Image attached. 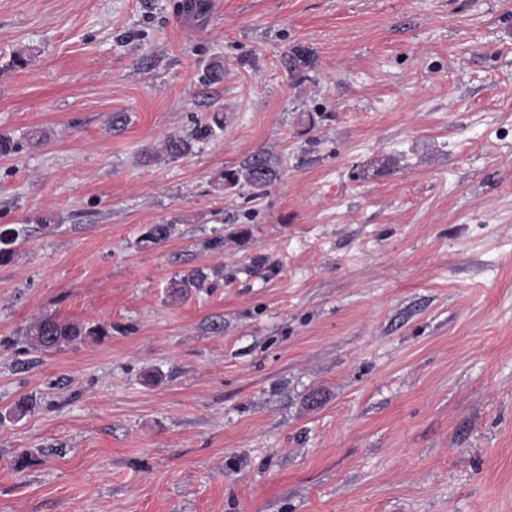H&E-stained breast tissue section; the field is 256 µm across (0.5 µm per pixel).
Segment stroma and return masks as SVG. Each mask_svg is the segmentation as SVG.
<instances>
[{
	"mask_svg": "<svg viewBox=\"0 0 512 512\" xmlns=\"http://www.w3.org/2000/svg\"><path fill=\"white\" fill-rule=\"evenodd\" d=\"M180 4L0 0V512H512V0ZM212 129L210 126H203L196 130L192 138L187 139L181 136H170L164 147V151L169 157L179 158L186 155L192 149V140L206 138L210 135ZM280 159L270 153L254 155L238 169L224 171L229 187L246 186L253 198L264 197L279 174ZM111 334V325L101 323L89 325L45 315L32 321L25 328L24 336L32 348L46 351L88 340L99 342Z\"/></svg>",
	"mask_w": 512,
	"mask_h": 512,
	"instance_id": "35a3bbf8",
	"label": "stroma"
}]
</instances>
